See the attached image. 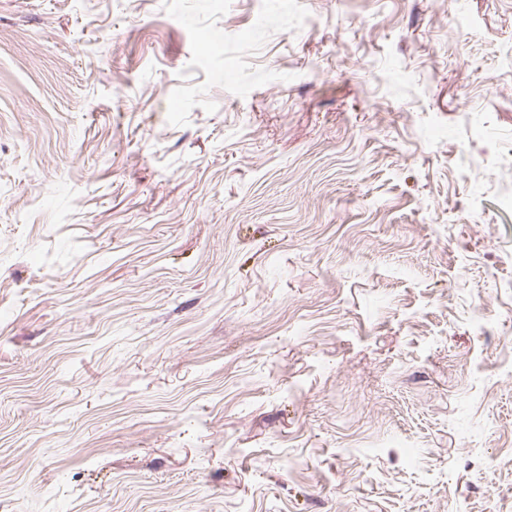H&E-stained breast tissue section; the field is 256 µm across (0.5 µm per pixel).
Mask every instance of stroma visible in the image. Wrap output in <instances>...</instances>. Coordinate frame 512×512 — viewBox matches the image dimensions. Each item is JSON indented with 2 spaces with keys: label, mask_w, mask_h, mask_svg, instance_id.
Segmentation results:
<instances>
[{
  "label": "stroma",
  "mask_w": 512,
  "mask_h": 512,
  "mask_svg": "<svg viewBox=\"0 0 512 512\" xmlns=\"http://www.w3.org/2000/svg\"><path fill=\"white\" fill-rule=\"evenodd\" d=\"M0 512H512V0H0Z\"/></svg>",
  "instance_id": "35a3bbf8"
}]
</instances>
